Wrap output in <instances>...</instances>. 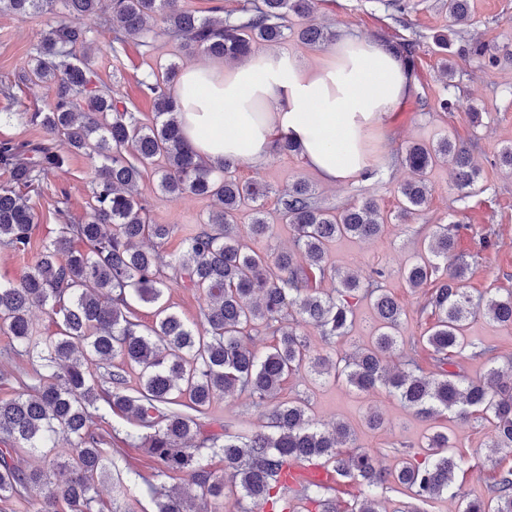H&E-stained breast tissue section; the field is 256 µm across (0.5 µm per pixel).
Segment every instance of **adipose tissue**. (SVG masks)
<instances>
[{
  "instance_id": "obj_1",
  "label": "adipose tissue",
  "mask_w": 512,
  "mask_h": 512,
  "mask_svg": "<svg viewBox=\"0 0 512 512\" xmlns=\"http://www.w3.org/2000/svg\"><path fill=\"white\" fill-rule=\"evenodd\" d=\"M410 91L399 57L376 41L346 37L315 69L277 52L229 67H188L175 97L183 137L201 157L257 164L284 134L299 145L305 166L333 185L374 170L367 133Z\"/></svg>"
}]
</instances>
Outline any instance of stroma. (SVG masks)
<instances>
[{"label": "stroma", "mask_w": 512, "mask_h": 512, "mask_svg": "<svg viewBox=\"0 0 512 512\" xmlns=\"http://www.w3.org/2000/svg\"><path fill=\"white\" fill-rule=\"evenodd\" d=\"M404 2L406 12L401 15L389 0H318L311 17L312 23L340 36L374 40L385 35L417 43L416 71L408 98L390 113L384 128H374L368 133L372 157L384 161L376 178L328 186L304 165L300 155L279 153L259 165L236 166L233 174L243 181H257L268 189L264 207L272 236L254 242L257 250L290 246L292 231L278 218L277 198L297 179L307 180L318 199L329 205L373 196L385 219L383 232L367 241L336 240L329 248V262L362 277L371 270H383L384 285L406 313L403 332L416 336L430 326L431 319L421 312L423 289L408 287L402 271L436 225H458V250L471 263L467 286L473 297L512 291V171L498 163L502 148L512 145V0H470V20L465 25L455 24L438 0ZM52 21L48 14L18 18L0 13V82L13 81L26 63L32 44ZM441 33L448 36L452 52H443L435 46L434 37ZM472 36L495 51L498 63L490 65L457 56L455 48L461 39ZM83 51L95 63L98 84L112 87L148 125L152 124L155 111L150 95L140 84L141 79L148 73L163 71L173 61L184 68L207 61L203 54L184 48L182 41L163 35L149 48L128 42L116 55L101 38L85 44ZM447 59L455 68V78L451 81L442 72ZM52 97V85L42 83L23 86L12 100L0 96V140L42 138L40 127L24 123L18 115L45 107ZM445 98L460 100L461 108L442 110L439 103ZM471 106L483 114L481 127H473L469 121L467 109ZM446 134L469 149L481 172L479 190L470 194L459 191L447 160H438L428 174L431 195L425 211L409 221H400L397 190L410 176L401 163L406 147L414 142L436 141ZM93 179L90 160L79 154H68L63 170L49 175L47 188L37 202L35 242H42L55 224L59 200H67L75 220L88 217ZM157 180L155 167H147L138 189L148 202L153 222L176 225L175 234L162 246L161 252L167 257L177 256L184 251L183 239L190 226L206 221L217 204L213 199L192 195L170 200L158 190ZM357 311L359 324L330 344L316 328L303 326L302 332L311 349L333 357L366 345L369 331L362 321L371 316L372 309L362 300L357 304ZM466 334L473 341L490 345L492 351L481 359L462 358L459 362L462 374L476 378L491 366L512 367V327L480 315L468 322ZM294 398L305 399L310 414L323 423H347L356 446L371 450L381 468L394 467L404 453L419 457L424 454L422 445L429 432V420L417 415L386 389L363 393L341 379L315 382L305 372L288 379L277 395L281 402ZM374 412L381 415L384 424L372 430L366 422ZM208 418L248 431L258 430L265 423L264 417L242 395L215 399ZM446 425L459 459L454 483L457 498L444 496L422 504L404 488H390L379 497L381 512H460L464 501L483 492L498 464H512V448L497 451L488 448L487 426L479 419L451 418Z\"/></svg>", "instance_id": "35a3bbf8"}]
</instances>
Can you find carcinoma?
<instances>
[{
	"label": "carcinoma",
	"instance_id": "cac0c4a2",
	"mask_svg": "<svg viewBox=\"0 0 512 512\" xmlns=\"http://www.w3.org/2000/svg\"><path fill=\"white\" fill-rule=\"evenodd\" d=\"M317 0H245L239 16H199L179 0H0V12L20 16L54 14L66 17L48 25L33 45L27 67L16 85L51 83L53 103L47 110L21 112L18 117L44 130L46 138L0 141V244L17 254L32 249L35 203L44 181L65 158L55 147L60 140L72 153L102 159L95 168L92 212L75 224L68 211L56 209L58 224L46 238L33 266L18 283H0V332L11 337L13 351L31 366L32 383L18 379L21 391L0 400V500L27 505L29 512H118L99 506L96 483L112 477L114 459L101 445L103 436L91 429L92 414L102 409L133 421L127 433L156 463L154 477L172 474L195 490L175 496L163 483L130 472L117 477L119 493L127 496L143 479L153 512H208L212 501L230 492L269 512H295L294 503L314 504L330 512L331 485L282 484L281 472L318 464L340 479L368 491L351 512H380L378 490L395 483L426 503L448 494L458 460L448 453V432L436 429L423 444L426 455L401 458L382 470L369 450L354 446L351 428L338 422L328 430L309 414L307 402L276 401L282 384L306 370L317 377L343 378L359 391L386 387L404 405L428 419H467L478 412L488 426L492 448H512V374L496 367L471 379L451 369L453 357H478L489 348L465 334V323L482 315L512 326V291L474 299L466 281L470 265L457 254L456 234L440 224L405 268L411 288L428 282L434 288L424 308L435 317L422 339L432 350L434 372L423 374L418 363L392 373L388 358L403 354V309L382 286L381 270L363 281L343 276L328 264L330 243L342 236L371 239L384 229L372 196L339 209L318 203L312 186L296 180L278 197L282 223L293 231L287 249L257 251L244 237L269 236L264 214L266 191L257 184L228 175L234 164H212L184 142L177 120L174 88L180 67L171 62L164 75L143 86L154 98L157 120L141 123L113 91L96 85L91 58L76 48L92 40L81 25L90 14L108 13L106 28L113 54L130 39L149 47L160 35L185 40V46L214 57L241 61L256 42L280 44L293 36L308 46L331 42L335 33L315 24L290 31L288 17L309 18ZM457 23L469 20L468 0H445ZM159 17L162 27L147 26ZM415 70V43L383 40ZM458 53L492 64L498 57L478 40L460 44ZM444 157L454 166L456 186L476 190L479 169L468 149L448 137L414 143L402 163L413 178L399 188L398 217L405 220L423 210L430 187L427 172ZM163 160L158 189L172 200L192 194L219 201V211L185 237L186 251L166 259L156 250L136 246L140 240L164 243L174 224H152L147 201L133 192L142 168ZM250 211L242 234L238 219ZM338 281L336 293L319 283ZM199 292L206 308L193 323L171 311L162 298L171 284ZM369 299L374 312L371 344L353 354L329 359L312 354L302 325L315 327L326 341L348 334L357 321L356 299ZM156 306L155 321L141 323L136 303ZM41 307L58 331L40 336L30 313ZM272 336L263 355L252 349L254 337ZM119 363H113V360ZM96 361L111 362L108 376L88 370ZM139 371L140 386L131 393L127 370ZM244 395L268 419L269 431L220 430L202 420L217 397ZM64 434L68 447L56 436ZM38 455L43 467L24 469L18 454ZM224 460L235 488L209 460ZM462 512H512V466L498 468L486 494L465 502Z\"/></svg>",
	"mask_w": 512,
	"mask_h": 512
}]
</instances>
